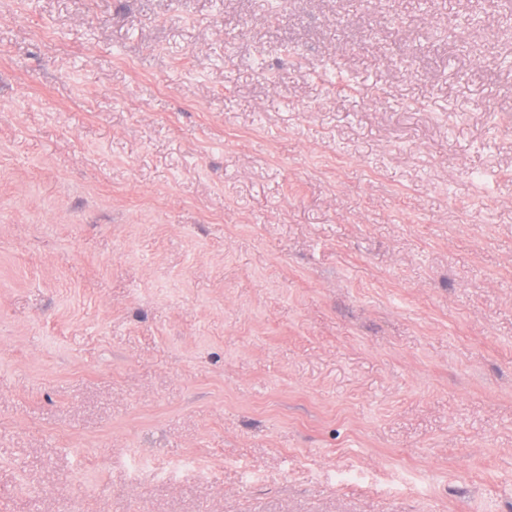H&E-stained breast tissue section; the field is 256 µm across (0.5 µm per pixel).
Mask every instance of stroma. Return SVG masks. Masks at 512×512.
Returning <instances> with one entry per match:
<instances>
[{
  "instance_id": "1",
  "label": "stroma",
  "mask_w": 512,
  "mask_h": 512,
  "mask_svg": "<svg viewBox=\"0 0 512 512\" xmlns=\"http://www.w3.org/2000/svg\"><path fill=\"white\" fill-rule=\"evenodd\" d=\"M503 2L0 0V512H512Z\"/></svg>"
}]
</instances>
